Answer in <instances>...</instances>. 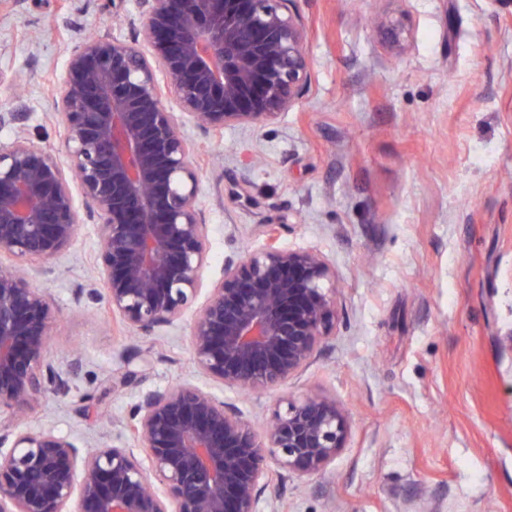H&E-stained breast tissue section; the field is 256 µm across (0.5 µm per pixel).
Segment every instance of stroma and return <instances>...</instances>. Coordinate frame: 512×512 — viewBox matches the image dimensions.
<instances>
[{
  "instance_id": "stroma-1",
  "label": "stroma",
  "mask_w": 512,
  "mask_h": 512,
  "mask_svg": "<svg viewBox=\"0 0 512 512\" xmlns=\"http://www.w3.org/2000/svg\"><path fill=\"white\" fill-rule=\"evenodd\" d=\"M310 84L260 127L184 133L195 145L207 224L204 284L256 250L263 224L336 272V322L312 358L262 392L217 387L257 434L286 400L343 402L349 433L321 472L268 460L260 512H512V10L487 0H297ZM136 0H0V113L20 83L34 141L53 119L73 46L110 30L130 41ZM406 13L395 52L372 18ZM93 225L40 262L55 303L46 360L66 390L32 397L24 426L86 449L132 440L147 393L205 385L192 312L138 336L88 299Z\"/></svg>"
}]
</instances>
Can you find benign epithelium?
<instances>
[{
	"instance_id": "obj_1",
	"label": "benign epithelium",
	"mask_w": 512,
	"mask_h": 512,
	"mask_svg": "<svg viewBox=\"0 0 512 512\" xmlns=\"http://www.w3.org/2000/svg\"><path fill=\"white\" fill-rule=\"evenodd\" d=\"M136 39L110 32L83 39L67 59L53 118L66 161L26 134L25 103L0 113V405L67 382L45 360L53 299L25 260H49L91 220L96 276L112 312L140 336L179 320L201 292L206 224L194 145L185 121L218 134L261 126L306 93L307 33L295 0H137ZM400 52L405 16L376 28ZM170 77L164 85L157 78ZM169 98L181 111L170 112ZM267 239L224 261L222 277L196 308L191 346L213 383L275 388L317 352L336 317V273L310 250ZM129 427L145 448L86 451L47 428L0 432V512H257L266 457L293 472L324 470L344 447L345 406L322 393L287 401L260 442L239 412L182 383L144 397Z\"/></svg>"
}]
</instances>
